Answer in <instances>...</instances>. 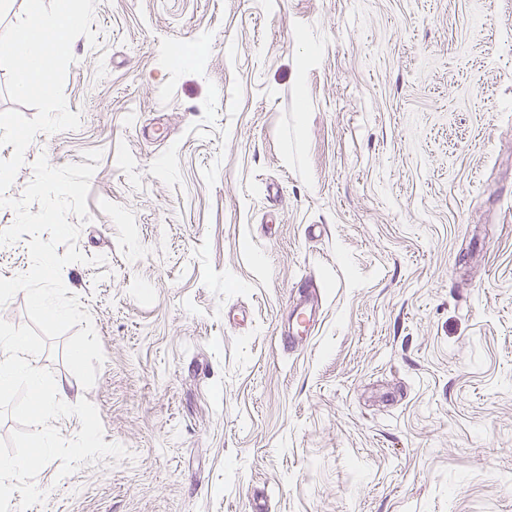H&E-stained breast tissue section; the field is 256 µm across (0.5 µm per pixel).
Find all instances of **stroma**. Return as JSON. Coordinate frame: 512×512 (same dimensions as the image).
<instances>
[{
	"instance_id": "obj_1",
	"label": "stroma",
	"mask_w": 512,
	"mask_h": 512,
	"mask_svg": "<svg viewBox=\"0 0 512 512\" xmlns=\"http://www.w3.org/2000/svg\"><path fill=\"white\" fill-rule=\"evenodd\" d=\"M46 156L104 360L0 391V512H512V0H97ZM311 335L281 341L303 291ZM94 423L96 441L83 437ZM46 437L49 435L43 436L36 444V448H33L28 454L18 456V457H9V458H0V478H9L13 477L17 474L25 473L31 474L43 467L45 457H46V448H48V443L46 442Z\"/></svg>"
}]
</instances>
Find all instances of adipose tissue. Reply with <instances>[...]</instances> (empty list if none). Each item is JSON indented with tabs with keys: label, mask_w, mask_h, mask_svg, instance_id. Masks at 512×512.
<instances>
[{
	"label": "adipose tissue",
	"mask_w": 512,
	"mask_h": 512,
	"mask_svg": "<svg viewBox=\"0 0 512 512\" xmlns=\"http://www.w3.org/2000/svg\"><path fill=\"white\" fill-rule=\"evenodd\" d=\"M26 379L30 388V405L35 411L68 399L65 384H46L38 373L34 358L29 355L26 336L11 332L0 335V388L10 387L17 379Z\"/></svg>",
	"instance_id": "1"
}]
</instances>
